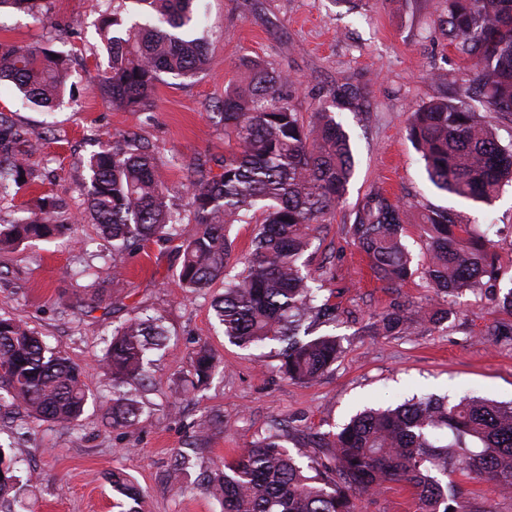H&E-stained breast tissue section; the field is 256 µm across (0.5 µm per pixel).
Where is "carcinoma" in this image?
<instances>
[{
    "instance_id": "obj_1",
    "label": "carcinoma",
    "mask_w": 512,
    "mask_h": 512,
    "mask_svg": "<svg viewBox=\"0 0 512 512\" xmlns=\"http://www.w3.org/2000/svg\"><path fill=\"white\" fill-rule=\"evenodd\" d=\"M194 0H136L153 21L133 22L109 41L108 70L95 91L133 111L152 107L151 93L163 77L187 78L206 63V47L191 34L200 18ZM442 32L476 70L469 91L489 110L512 115V0H438ZM243 78L224 93L213 113L234 142L221 172L185 166L183 188L193 211L185 231L180 213L158 179L154 156L132 139L106 141L88 161V209L112 253L138 250L150 241L175 244L182 262L178 279L197 293L218 279L224 293L214 310L224 336L243 348L276 345L282 373L298 384L317 381L336 361L334 335L297 339L305 323L336 319L330 298L319 299L306 272L307 253L324 216L345 191L353 169L349 137L327 112L308 128L278 94L288 76L258 59L240 62ZM71 79L66 55L49 45L0 43V80L12 83L26 102L52 108ZM408 135L439 190L486 205L512 182V145L460 98H434L411 112ZM40 137L0 116V197L33 178L24 156L39 150ZM261 206L253 250L236 275L226 273L233 251L230 226ZM54 197L40 199L39 212L0 225V251L32 240L70 235L72 225L54 217ZM409 210L377 191L359 206L348 234L374 275L392 284L411 275L402 242ZM421 228L428 284L445 300L473 291L485 278L497 280L491 246L477 241L465 224L445 210L424 214ZM449 311L396 306L383 313L377 330L407 334L419 323L438 325ZM160 315L132 312L112 329L104 363L112 373V405L105 415L114 427L138 421V385L148 375V352L168 346ZM223 367L207 348L197 347L188 386L197 389ZM87 402L80 368L47 347L24 322L0 316V407L24 408L38 421L74 423ZM219 421L210 414L196 424L194 447L203 450ZM326 461L304 462L284 445L275 425L224 464L199 475L200 484L224 512H356V500L378 493L387 482L411 490L416 512H450L440 477L460 472L512 494V406L462 398L413 400L395 408L365 410L339 431L327 434ZM119 512H145L144 496L129 475L108 476ZM22 488L11 454L0 446V500Z\"/></svg>"
}]
</instances>
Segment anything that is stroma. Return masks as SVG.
I'll use <instances>...</instances> for the list:
<instances>
[{
	"label": "stroma",
	"mask_w": 512,
	"mask_h": 512,
	"mask_svg": "<svg viewBox=\"0 0 512 512\" xmlns=\"http://www.w3.org/2000/svg\"><path fill=\"white\" fill-rule=\"evenodd\" d=\"M47 14L0 10V42H49L73 60V86L52 111L23 103L9 83L0 84V113L32 133L41 149L30 163L47 177L0 200V225L35 211L40 197L59 198L61 220L77 217L70 239L32 241L0 252V316L34 329L86 375L94 395L77 425L34 421L22 412L0 410V446L12 450L20 470L34 481L0 512H118L107 476L123 469L142 490L147 512H222L220 502L198 482L201 468L215 467L236 449L255 441L273 421L287 420L285 445L313 460L325 451L316 442L364 407H394L412 397L455 402L475 397L512 402V311L489 290L465 292L439 326L411 334H373L377 315L399 303H430L434 294L423 276L425 242L418 222L406 226L405 242L415 266L398 286L377 280L368 261L346 234L364 198L381 190L412 209L448 210L476 237L491 241L501 290L512 287V186L489 205L436 189L408 136L411 112L431 97L459 96L473 69L438 24L437 0H198L195 29L208 63L194 77L164 79L153 91V107L133 112L113 106L93 91L108 65L101 26L112 10L140 22L149 15L135 0H47ZM252 56L289 76L281 94L303 123L319 110L330 112L347 133L353 174L342 199L326 215L310 249L309 271L323 282L338 319L314 328L333 334L342 351L321 379L300 385L284 379L267 349L241 348L225 337L212 303L223 282L189 294L181 288L180 255L169 245L113 254L85 214L86 162L99 141L127 135L154 149L158 171L174 203L186 207L184 167L201 163L218 169L227 150L222 125L210 114L225 89L239 78V62ZM451 73L455 84L431 80ZM357 90L352 105L339 107L337 85ZM94 272L103 299L90 315L70 310L85 272ZM121 293H114V286ZM138 307L161 314L173 350L152 357L149 377L138 391L142 413L131 428L106 425L102 407L112 397V375L102 358L112 326ZM207 343L224 363V373L200 391L183 392L180 379L191 356ZM217 417L204 454L193 452V424L204 413ZM193 465L180 481L171 473L177 455ZM461 486L457 512H512V496L494 485L454 474ZM358 512H415L411 492L391 484L357 501Z\"/></svg>",
	"instance_id": "obj_1"
}]
</instances>
